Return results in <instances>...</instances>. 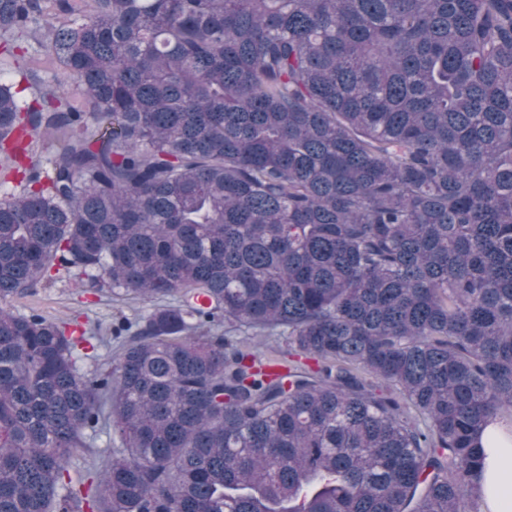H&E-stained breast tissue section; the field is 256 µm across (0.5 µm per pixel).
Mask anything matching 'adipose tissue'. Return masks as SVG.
<instances>
[{"label":"adipose tissue","mask_w":512,"mask_h":512,"mask_svg":"<svg viewBox=\"0 0 512 512\" xmlns=\"http://www.w3.org/2000/svg\"><path fill=\"white\" fill-rule=\"evenodd\" d=\"M500 440L485 451L481 512H512V433L501 432Z\"/></svg>","instance_id":"1"}]
</instances>
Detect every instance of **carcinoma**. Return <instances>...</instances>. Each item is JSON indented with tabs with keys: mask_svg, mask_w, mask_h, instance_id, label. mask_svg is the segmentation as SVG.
<instances>
[{
	"mask_svg": "<svg viewBox=\"0 0 512 512\" xmlns=\"http://www.w3.org/2000/svg\"><path fill=\"white\" fill-rule=\"evenodd\" d=\"M33 26L60 68L30 104L0 81V303L64 272L153 308L103 367L78 321L0 306V512L481 500L512 421V0H0V36Z\"/></svg>",
	"mask_w": 512,
	"mask_h": 512,
	"instance_id": "1",
	"label": "carcinoma"
}]
</instances>
